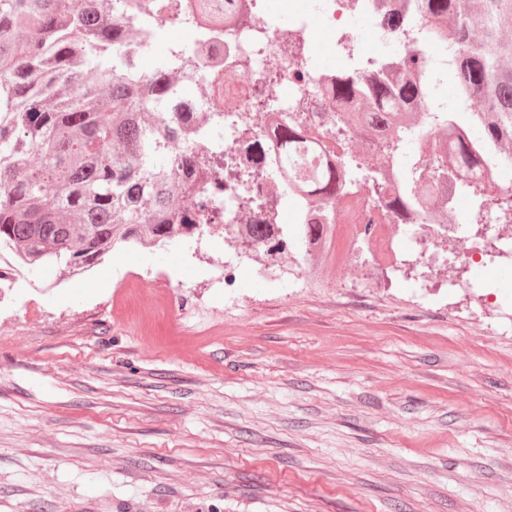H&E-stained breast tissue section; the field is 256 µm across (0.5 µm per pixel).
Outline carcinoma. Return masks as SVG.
<instances>
[{
    "label": "carcinoma",
    "instance_id": "carcinoma-1",
    "mask_svg": "<svg viewBox=\"0 0 512 512\" xmlns=\"http://www.w3.org/2000/svg\"><path fill=\"white\" fill-rule=\"evenodd\" d=\"M197 9L217 23L238 13L236 0H197ZM178 14L179 0L139 20L121 0H0V253L15 251L31 268H87L118 243L166 246L224 225L215 198L238 171L224 166V150L201 154L182 140L198 121L221 142L224 113L178 111L175 70L188 47L139 67L151 37ZM376 21L394 34L430 22L428 40L448 46L455 96L468 106L422 112L432 83L422 48L373 63L349 51L321 92L346 108L329 122L363 127L377 167L403 153L413 141L407 127L424 118L448 142L431 181H452L472 199L465 223L477 235L491 222L512 224L511 194L485 198V172L512 161V0H384ZM309 121L290 112L278 130L283 180ZM249 178L269 189L242 207L272 210L271 170L258 163ZM314 191L344 199L368 225L366 199L407 224L429 184L411 173L388 197L373 171L346 187L326 172Z\"/></svg>",
    "mask_w": 512,
    "mask_h": 512
}]
</instances>
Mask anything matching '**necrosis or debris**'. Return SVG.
<instances>
[{"label":"necrosis or debris","mask_w":512,"mask_h":512,"mask_svg":"<svg viewBox=\"0 0 512 512\" xmlns=\"http://www.w3.org/2000/svg\"><path fill=\"white\" fill-rule=\"evenodd\" d=\"M348 0H310L308 7L295 16L296 25L290 32H283L268 15L254 13L249 25L207 27L206 53L190 58L188 71L194 72L203 89L211 97L224 100V161L236 166L247 165L253 150H260L263 161L271 167L279 166L280 157L275 134L288 113L309 112L313 119L302 135L300 150H312L328 164H335L342 153L343 142L326 133L321 103L313 95L330 80L327 70L312 65L304 53L305 31L319 25L328 35L334 51H341L345 39ZM273 85L276 105L273 111L255 113L250 105L255 89ZM251 124L250 144H242L235 132L236 122ZM414 151L393 164L395 173L389 181L391 191H399L404 182V171L417 167L420 174H427L429 159L441 155L443 144L433 126L423 125L416 130ZM259 185L244 182L228 185L217 200L224 211L227 223L232 224L237 246L224 251L222 263L212 266L211 279L227 289L235 288L237 273L241 268L264 276L272 281H313L314 269L309 263L311 255L325 251L337 260L363 250L368 257L367 274L383 280L413 263L422 268L444 270L454 258L449 245L465 240L463 255L476 261L478 268H486L488 246L499 252H512V230L501 224L493 225V237H464L461 223L471 207L468 196L454 190L446 191L435 199L433 213H424L410 224L393 223L384 214L371 227L346 223L341 212L343 200L320 198L299 191L296 182H281L278 192L279 206L273 219L256 213H245L240 199L255 195ZM446 212V219L435 216L436 211ZM327 225L325 239H311L306 227L311 223ZM266 224L270 239L280 238L286 227L296 233V247L283 264L267 262L264 248L253 234V227Z\"/></svg>","instance_id":"obj_1"}]
</instances>
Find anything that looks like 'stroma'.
<instances>
[{
  "mask_svg": "<svg viewBox=\"0 0 512 512\" xmlns=\"http://www.w3.org/2000/svg\"><path fill=\"white\" fill-rule=\"evenodd\" d=\"M221 237L122 247L102 289L0 305V512H512V261L497 302L358 263L212 287Z\"/></svg>",
  "mask_w": 512,
  "mask_h": 512,
  "instance_id": "stroma-1",
  "label": "stroma"
}]
</instances>
